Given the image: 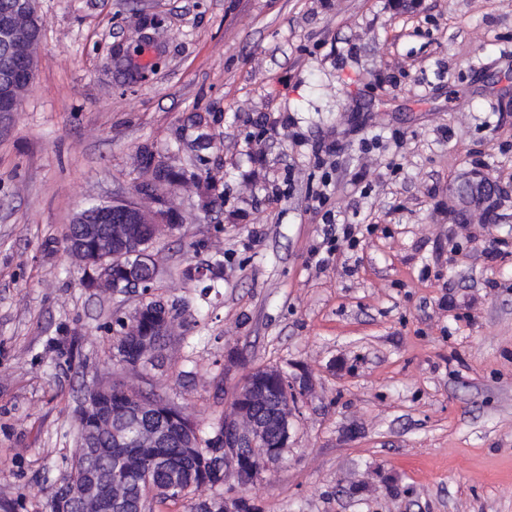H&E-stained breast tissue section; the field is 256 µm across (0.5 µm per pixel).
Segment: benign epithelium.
<instances>
[{
  "label": "benign epithelium",
  "instance_id": "1",
  "mask_svg": "<svg viewBox=\"0 0 512 512\" xmlns=\"http://www.w3.org/2000/svg\"><path fill=\"white\" fill-rule=\"evenodd\" d=\"M36 0H18L15 12L0 16V36L11 46L20 64L18 78L0 84V112L18 110L21 90L19 86L32 82L36 70V48L40 28ZM157 208L145 210L138 203L121 199L91 206L77 213L72 224L76 234L66 243V250L82 266L93 268L89 287L106 289L117 294L120 288L113 279V270L107 260L116 256L137 257L138 261L155 273V259L148 251L141 250L135 230L146 227L152 237L172 235L179 225L172 222L162 198L155 201ZM165 350L156 343H144L139 357L123 362L129 367H162ZM254 370L242 375L232 402L224 410V426L216 428L210 444L217 447L219 464L224 470V481L232 482V489L214 496L209 512H242L248 493L254 484L264 479L271 464L282 460L290 447L294 420L301 413L303 400L309 391L310 380L305 376H292L279 367L270 369L264 378H253ZM109 389L99 384L86 387L74 415L83 424L79 447L92 448L105 430L121 442L123 433L112 427L114 414H98L99 403ZM272 401L275 405L272 421L255 417L253 408ZM166 408L167 417L176 421L182 409L168 400L156 397L140 403L139 410L149 412ZM163 436L155 426L141 431L137 443L141 448H154ZM70 478L50 501L56 512H114L125 501V485L120 475L91 473L79 459H74L69 469Z\"/></svg>",
  "mask_w": 512,
  "mask_h": 512
}]
</instances>
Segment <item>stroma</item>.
I'll list each match as a JSON object with an SVG mask.
<instances>
[{
    "instance_id": "1",
    "label": "stroma",
    "mask_w": 512,
    "mask_h": 512,
    "mask_svg": "<svg viewBox=\"0 0 512 512\" xmlns=\"http://www.w3.org/2000/svg\"><path fill=\"white\" fill-rule=\"evenodd\" d=\"M38 11L34 79L0 113V505L48 512L85 384L159 394L212 432L234 352L313 384L257 512H512V0ZM145 148L182 174L164 190L179 228L154 246L181 327L148 374L107 359L142 296L84 288L63 247L76 212L134 197ZM478 174L502 204L459 220L454 189ZM325 175L339 223L372 230L319 268L329 227L308 195ZM207 183L223 206L202 207ZM217 257L200 299L184 271Z\"/></svg>"
}]
</instances>
